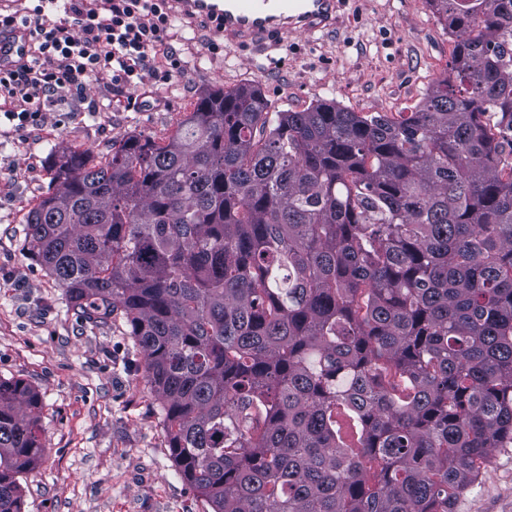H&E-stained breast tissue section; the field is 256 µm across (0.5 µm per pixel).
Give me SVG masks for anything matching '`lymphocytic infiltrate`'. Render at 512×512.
Returning <instances> with one entry per match:
<instances>
[{
  "mask_svg": "<svg viewBox=\"0 0 512 512\" xmlns=\"http://www.w3.org/2000/svg\"><path fill=\"white\" fill-rule=\"evenodd\" d=\"M62 4V20L49 19L46 5ZM34 19L0 13V29H27V58L0 70V115L24 129L37 125L41 103L59 88H82L108 76L114 86L132 88L152 67V52L171 24L165 0H40Z\"/></svg>",
  "mask_w": 512,
  "mask_h": 512,
  "instance_id": "f902f5d3",
  "label": "lymphocytic infiltrate"
}]
</instances>
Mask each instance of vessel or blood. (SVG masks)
Returning a JSON list of instances; mask_svg holds the SVG:
<instances>
[{
    "label": "vessel or blood",
    "instance_id": "vessel-or-blood-1",
    "mask_svg": "<svg viewBox=\"0 0 512 512\" xmlns=\"http://www.w3.org/2000/svg\"><path fill=\"white\" fill-rule=\"evenodd\" d=\"M173 17L203 22L232 47L259 48L291 32L331 31L338 0H167ZM29 49L28 34L0 33V69L21 63Z\"/></svg>",
    "mask_w": 512,
    "mask_h": 512
}]
</instances>
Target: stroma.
I'll use <instances>...</instances> for the list:
<instances>
[{"mask_svg":"<svg viewBox=\"0 0 512 512\" xmlns=\"http://www.w3.org/2000/svg\"><path fill=\"white\" fill-rule=\"evenodd\" d=\"M334 31L293 33L257 51L219 46L192 20L172 22L155 73L118 91L61 89L44 123H0V378L40 398L47 451L20 475L23 512H209L170 455L143 354L125 320L93 324L25 251L24 217L69 150L103 162L134 135L164 141L212 89L261 87L271 111L333 100L353 112H408L448 73L454 43L427 0H342ZM180 76L167 78L172 61ZM456 512H512V447L495 449Z\"/></svg>","mask_w":512,"mask_h":512,"instance_id":"1","label":"stroma"}]
</instances>
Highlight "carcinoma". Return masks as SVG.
Masks as SVG:
<instances>
[{
    "label": "carcinoma",
    "instance_id": "cac0c4a2",
    "mask_svg": "<svg viewBox=\"0 0 512 512\" xmlns=\"http://www.w3.org/2000/svg\"><path fill=\"white\" fill-rule=\"evenodd\" d=\"M455 47L412 112L215 89L162 143L64 154L32 259L118 316L212 512H453L512 446V0H428ZM0 378V512L43 458Z\"/></svg>",
    "mask_w": 512,
    "mask_h": 512
}]
</instances>
